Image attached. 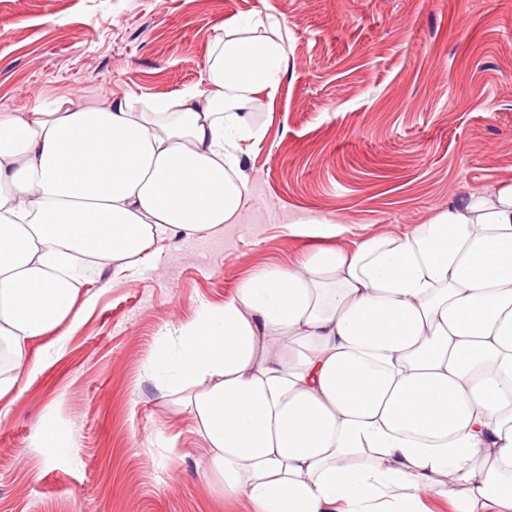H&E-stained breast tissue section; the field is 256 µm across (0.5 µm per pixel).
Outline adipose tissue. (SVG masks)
Instances as JSON below:
<instances>
[{
	"label": "adipose tissue",
	"instance_id": "1",
	"mask_svg": "<svg viewBox=\"0 0 512 512\" xmlns=\"http://www.w3.org/2000/svg\"><path fill=\"white\" fill-rule=\"evenodd\" d=\"M228 21L204 90L170 102L0 113V345H28L93 274L242 209L241 144L275 100L288 47ZM154 371L189 392L214 487L257 512H512V182L471 189L426 224L269 265L179 328Z\"/></svg>",
	"mask_w": 512,
	"mask_h": 512
}]
</instances>
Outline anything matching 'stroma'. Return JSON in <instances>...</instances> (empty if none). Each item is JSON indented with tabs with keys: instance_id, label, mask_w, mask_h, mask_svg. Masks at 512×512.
<instances>
[{
	"instance_id": "stroma-1",
	"label": "stroma",
	"mask_w": 512,
	"mask_h": 512,
	"mask_svg": "<svg viewBox=\"0 0 512 512\" xmlns=\"http://www.w3.org/2000/svg\"><path fill=\"white\" fill-rule=\"evenodd\" d=\"M278 26L288 60L248 193L220 231L82 289L77 326L29 345L0 396V512H254L207 479L203 439L152 368L204 306L269 264L428 223L512 181V0H0V113L203 89L231 18ZM54 419L64 442L40 444Z\"/></svg>"
}]
</instances>
